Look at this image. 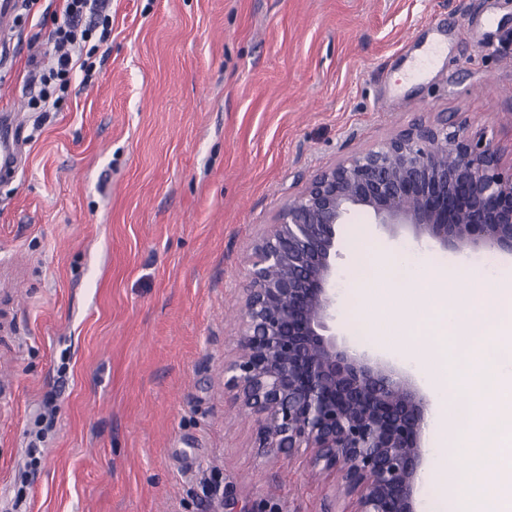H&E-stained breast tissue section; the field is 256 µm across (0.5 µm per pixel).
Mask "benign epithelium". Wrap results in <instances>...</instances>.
I'll return each instance as SVG.
<instances>
[{
    "instance_id": "7a95c632",
    "label": "benign epithelium",
    "mask_w": 512,
    "mask_h": 512,
    "mask_svg": "<svg viewBox=\"0 0 512 512\" xmlns=\"http://www.w3.org/2000/svg\"><path fill=\"white\" fill-rule=\"evenodd\" d=\"M444 249L512 254V162L448 119L314 174L254 246L224 386L260 416L259 448L337 471L350 512H419L430 401L404 367L336 342V226L357 211Z\"/></svg>"
}]
</instances>
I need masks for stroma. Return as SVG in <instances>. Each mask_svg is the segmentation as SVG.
<instances>
[{
	"instance_id": "1",
	"label": "stroma",
	"mask_w": 512,
	"mask_h": 512,
	"mask_svg": "<svg viewBox=\"0 0 512 512\" xmlns=\"http://www.w3.org/2000/svg\"><path fill=\"white\" fill-rule=\"evenodd\" d=\"M62 7L0 44L27 119L0 178V512H342L340 475L262 454L224 388L248 260L311 175L413 125L512 149V0H109L86 83L40 112L29 62ZM353 222L336 332L362 352L377 245L456 255Z\"/></svg>"
}]
</instances>
